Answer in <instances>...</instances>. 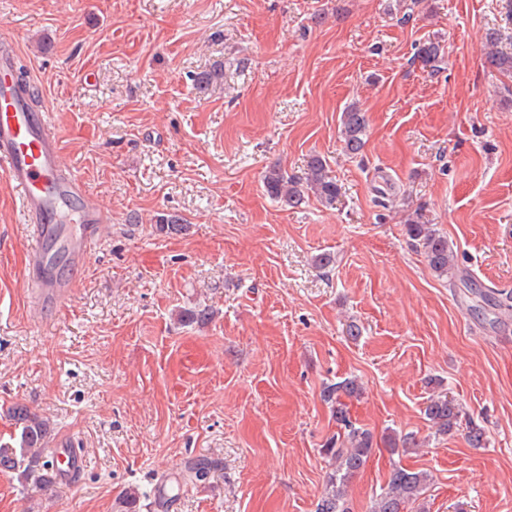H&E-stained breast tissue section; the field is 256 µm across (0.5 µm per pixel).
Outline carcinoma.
I'll return each mask as SVG.
<instances>
[{
	"label": "carcinoma",
	"instance_id": "1",
	"mask_svg": "<svg viewBox=\"0 0 512 512\" xmlns=\"http://www.w3.org/2000/svg\"><path fill=\"white\" fill-rule=\"evenodd\" d=\"M485 63L488 67L512 72V55L499 49V37L491 32L486 35ZM444 58L440 43L427 40L420 44L414 55L422 67L436 71ZM224 82V66L221 64L198 74L195 85L199 91H206ZM344 151L351 155L359 154L364 145L368 126L366 112L356 105L348 106L341 115ZM327 161L319 156H310L304 175H290L278 165L268 168L262 184L265 193L273 200L288 207H296L312 194L325 205L335 203L340 188L336 180L328 175ZM407 234L414 246L424 255L429 268L437 277H456L460 273L456 255L448 239L430 224L417 219H408ZM361 387L357 380L346 379L325 388L323 399L331 404L337 425L343 429L342 435L331 440L325 448L329 458V472L318 497L315 512H351L347 486L350 478L366 465L373 451V435L351 420L342 397L360 395ZM11 415L19 428L18 449L0 448V469L15 471L19 478L40 487L53 484L55 450L49 447L52 435L50 423L25 406L11 408ZM425 417L447 433L459 425L462 410L456 401L446 394L428 399L424 410ZM215 468L213 461L198 458L185 468L183 481L170 486V490L181 489L182 484L206 480ZM430 477L424 471H411L395 465L389 472L386 485L377 495L371 512H407V506L419 501L425 494Z\"/></svg>",
	"mask_w": 512,
	"mask_h": 512
}]
</instances>
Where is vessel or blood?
<instances>
[{
    "label": "vessel or blood",
    "mask_w": 512,
    "mask_h": 512,
    "mask_svg": "<svg viewBox=\"0 0 512 512\" xmlns=\"http://www.w3.org/2000/svg\"><path fill=\"white\" fill-rule=\"evenodd\" d=\"M17 55L14 40L0 33V175L17 191L25 218L28 294L42 310L59 312L73 290L59 256L67 257L72 270H81L112 216L64 168L57 135L44 110L33 104L34 83L14 78ZM67 221L72 227L66 231ZM55 457L64 481L85 464L82 450L70 440L58 444Z\"/></svg>",
    "instance_id": "b4317fda"
}]
</instances>
